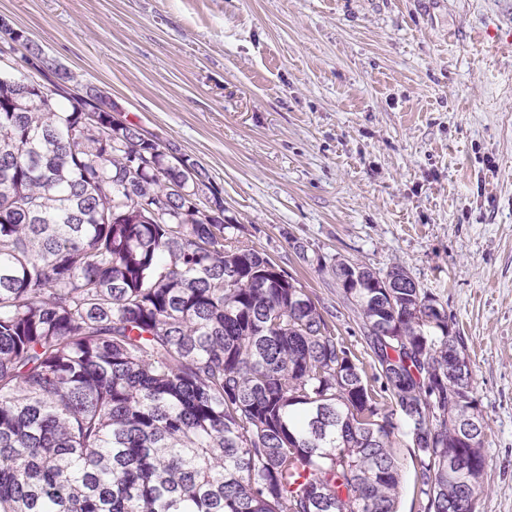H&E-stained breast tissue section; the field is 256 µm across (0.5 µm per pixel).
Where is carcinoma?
Returning a JSON list of instances; mask_svg holds the SVG:
<instances>
[{"instance_id": "1", "label": "carcinoma", "mask_w": 512, "mask_h": 512, "mask_svg": "<svg viewBox=\"0 0 512 512\" xmlns=\"http://www.w3.org/2000/svg\"><path fill=\"white\" fill-rule=\"evenodd\" d=\"M85 105L0 72V512H397L392 413L318 304L204 168ZM336 281L381 391L428 418L420 512L477 499L486 425L448 312L398 267Z\"/></svg>"}]
</instances>
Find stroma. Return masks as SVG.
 Returning <instances> with one entry per match:
<instances>
[{"label": "stroma", "instance_id": "stroma-1", "mask_svg": "<svg viewBox=\"0 0 512 512\" xmlns=\"http://www.w3.org/2000/svg\"><path fill=\"white\" fill-rule=\"evenodd\" d=\"M49 68L197 162L240 240L374 370L340 260L405 270L465 340L486 422L476 512H512V0H0ZM398 512H418L394 414Z\"/></svg>", "mask_w": 512, "mask_h": 512}]
</instances>
